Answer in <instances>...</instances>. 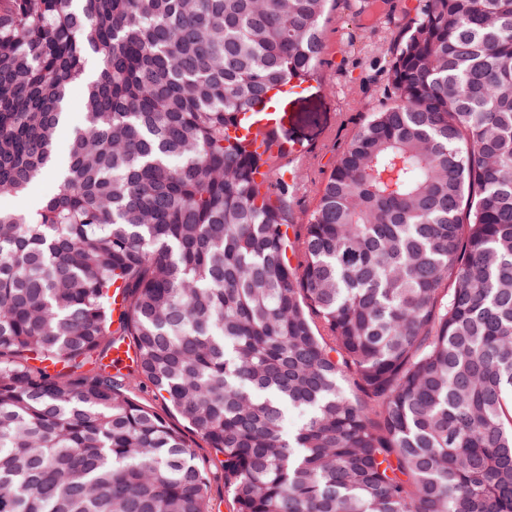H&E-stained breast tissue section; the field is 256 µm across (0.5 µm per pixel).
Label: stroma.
I'll return each mask as SVG.
<instances>
[{
    "mask_svg": "<svg viewBox=\"0 0 512 512\" xmlns=\"http://www.w3.org/2000/svg\"><path fill=\"white\" fill-rule=\"evenodd\" d=\"M418 0H337L325 31L318 82L288 100V136L301 144L303 175L294 188L289 220L307 224L317 188L367 112L384 100L392 40Z\"/></svg>",
    "mask_w": 512,
    "mask_h": 512,
    "instance_id": "obj_1",
    "label": "stroma"
}]
</instances>
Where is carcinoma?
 Returning <instances> with one entry per match:
<instances>
[{
  "label": "carcinoma",
  "mask_w": 512,
  "mask_h": 512,
  "mask_svg": "<svg viewBox=\"0 0 512 512\" xmlns=\"http://www.w3.org/2000/svg\"><path fill=\"white\" fill-rule=\"evenodd\" d=\"M334 2L0 0V512H512V0H420L292 236L229 129ZM84 95L85 88L82 82L73 84L69 89L66 104L67 119L57 130L54 142L58 155L63 158H66L68 154L74 131L81 127L85 121ZM211 512H234L231 495L224 491V473L213 470L210 475Z\"/></svg>",
  "instance_id": "carcinoma-1"
}]
</instances>
